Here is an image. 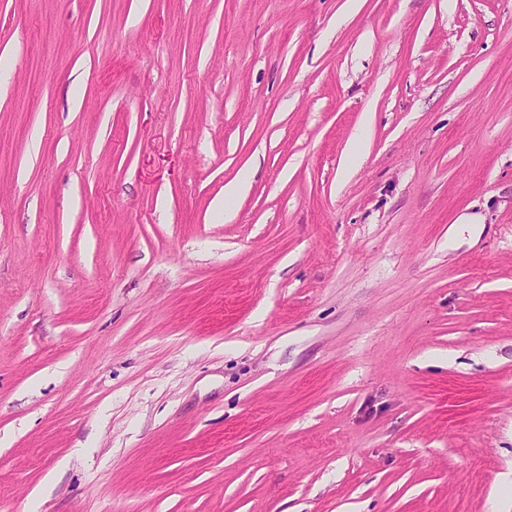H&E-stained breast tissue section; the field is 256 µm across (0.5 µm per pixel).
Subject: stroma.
<instances>
[{"label":"stroma","instance_id":"obj_1","mask_svg":"<svg viewBox=\"0 0 512 512\" xmlns=\"http://www.w3.org/2000/svg\"><path fill=\"white\" fill-rule=\"evenodd\" d=\"M0 512H512V0H0Z\"/></svg>","mask_w":512,"mask_h":512}]
</instances>
